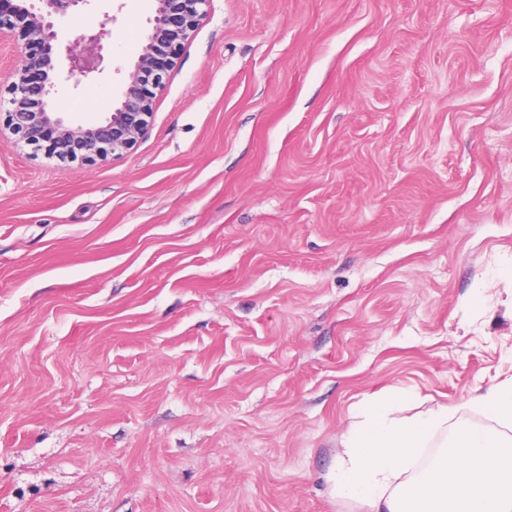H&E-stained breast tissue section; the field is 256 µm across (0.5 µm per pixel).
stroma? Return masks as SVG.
<instances>
[{
  "instance_id": "1",
  "label": "stroma",
  "mask_w": 512,
  "mask_h": 512,
  "mask_svg": "<svg viewBox=\"0 0 512 512\" xmlns=\"http://www.w3.org/2000/svg\"><path fill=\"white\" fill-rule=\"evenodd\" d=\"M164 84L104 164L0 137V512H368L366 398L512 378V0H212Z\"/></svg>"
}]
</instances>
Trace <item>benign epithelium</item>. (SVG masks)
I'll list each match as a JSON object with an SVG mask.
<instances>
[{"instance_id":"obj_1","label":"benign epithelium","mask_w":512,"mask_h":512,"mask_svg":"<svg viewBox=\"0 0 512 512\" xmlns=\"http://www.w3.org/2000/svg\"><path fill=\"white\" fill-rule=\"evenodd\" d=\"M92 2L0 0V53L7 47L23 49L12 63L0 136L17 135L35 153L48 140L58 155L95 165L122 156L148 133L163 77L206 18L210 0H153L151 29L137 59L128 71L115 70L122 91L112 111L74 124L53 107V94L60 83L77 87L103 72L101 34L81 33L64 45L53 17Z\"/></svg>"}]
</instances>
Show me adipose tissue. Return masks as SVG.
<instances>
[{
  "label": "adipose tissue",
  "instance_id": "obj_1",
  "mask_svg": "<svg viewBox=\"0 0 512 512\" xmlns=\"http://www.w3.org/2000/svg\"><path fill=\"white\" fill-rule=\"evenodd\" d=\"M401 394L370 399L342 440L333 475L337 493L371 512H512V380L464 400L487 411L494 427L464 426L449 442L438 432L454 411L438 404L399 418ZM438 447L431 464L416 461Z\"/></svg>",
  "mask_w": 512,
  "mask_h": 512
}]
</instances>
